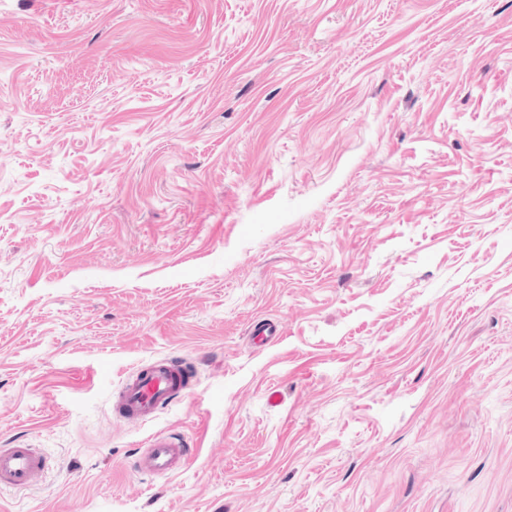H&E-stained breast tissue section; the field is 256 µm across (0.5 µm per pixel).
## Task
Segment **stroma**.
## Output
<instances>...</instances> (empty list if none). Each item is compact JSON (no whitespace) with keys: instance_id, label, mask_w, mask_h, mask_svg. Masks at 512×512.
Here are the masks:
<instances>
[{"instance_id":"stroma-1","label":"stroma","mask_w":512,"mask_h":512,"mask_svg":"<svg viewBox=\"0 0 512 512\" xmlns=\"http://www.w3.org/2000/svg\"><path fill=\"white\" fill-rule=\"evenodd\" d=\"M16 445L0 512H512V0H0ZM192 391V370L172 358H157L122 381L113 399L114 415L129 424L142 425L153 420L175 396H188ZM145 447L134 458L133 467L136 472L149 477L179 474L195 452L182 437L167 432L150 435ZM50 464L38 448H0V491H29L46 480Z\"/></svg>"}]
</instances>
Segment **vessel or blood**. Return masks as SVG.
<instances>
[{"mask_svg": "<svg viewBox=\"0 0 512 512\" xmlns=\"http://www.w3.org/2000/svg\"><path fill=\"white\" fill-rule=\"evenodd\" d=\"M193 372L161 357L129 373L113 399L116 417L132 425L153 420L177 395H191ZM194 451L173 433L157 432L133 460L136 472L145 476L168 477L179 474ZM49 462L37 448H0V491H29L46 480Z\"/></svg>", "mask_w": 512, "mask_h": 512, "instance_id": "1", "label": "vessel or blood"}]
</instances>
